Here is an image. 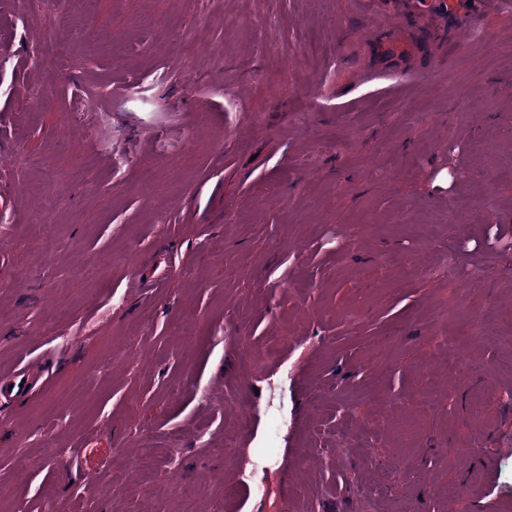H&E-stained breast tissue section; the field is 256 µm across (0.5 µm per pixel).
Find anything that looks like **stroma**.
<instances>
[{
    "mask_svg": "<svg viewBox=\"0 0 512 512\" xmlns=\"http://www.w3.org/2000/svg\"><path fill=\"white\" fill-rule=\"evenodd\" d=\"M65 9L0 0V512H512V9ZM414 44L413 39L405 29L398 39L384 43L381 50L388 53V56L402 65Z\"/></svg>",
    "mask_w": 512,
    "mask_h": 512,
    "instance_id": "1",
    "label": "stroma"
}]
</instances>
